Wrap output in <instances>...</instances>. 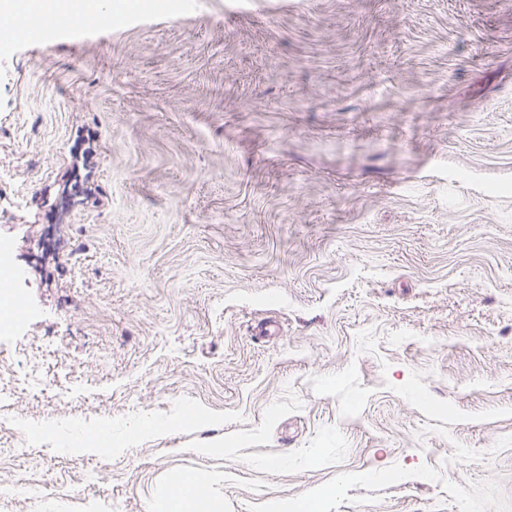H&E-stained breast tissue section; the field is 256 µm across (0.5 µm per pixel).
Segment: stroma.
<instances>
[{
	"label": "stroma",
	"mask_w": 512,
	"mask_h": 512,
	"mask_svg": "<svg viewBox=\"0 0 512 512\" xmlns=\"http://www.w3.org/2000/svg\"><path fill=\"white\" fill-rule=\"evenodd\" d=\"M112 10L0 51V512H512V0ZM172 499L186 504L188 512H213L215 505L205 485L196 482H181L174 488Z\"/></svg>",
	"instance_id": "stroma-1"
}]
</instances>
